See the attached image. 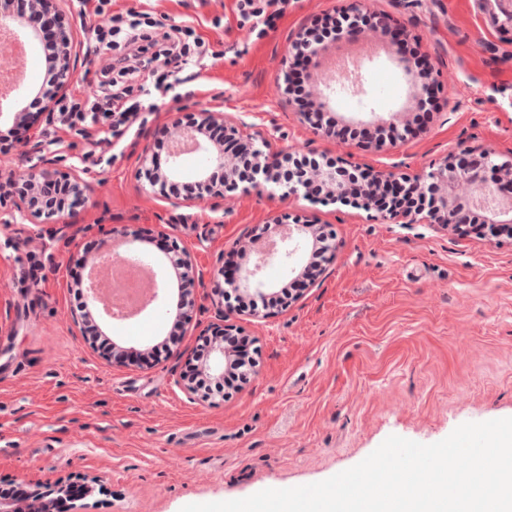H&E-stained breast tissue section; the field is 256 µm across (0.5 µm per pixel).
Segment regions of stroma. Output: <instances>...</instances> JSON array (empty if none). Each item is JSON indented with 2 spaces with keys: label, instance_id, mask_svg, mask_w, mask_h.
<instances>
[{
  "label": "stroma",
  "instance_id": "obj_1",
  "mask_svg": "<svg viewBox=\"0 0 512 512\" xmlns=\"http://www.w3.org/2000/svg\"><path fill=\"white\" fill-rule=\"evenodd\" d=\"M233 0H153L166 26L202 21L219 58L195 94L141 113L97 166L82 169L87 200L71 225H0V482L102 480L91 512H180L188 504L241 499L268 488L328 479L355 466L388 436L431 444L466 422L512 417V236L491 241L414 217L399 224L342 203L313 204L263 183L173 205L136 176L159 130L186 125L197 106L215 107L270 136L274 153L326 154L362 170L426 173L448 154L489 149L512 158V35L494 28L477 0H366L400 23L406 46L430 67L437 91L425 123L395 146H346L323 136L282 96L279 79L293 39L346 0H289L265 35L250 26L211 27ZM366 99H333L336 119L399 110L403 71L369 43ZM0 126V168L67 169L69 157L32 153ZM332 227L336 250L316 281L288 306L243 320L258 365L231 397L188 398L177 386L197 340L215 323L214 288L226 253L272 217ZM160 257L175 240L201 272L190 282L195 318L168 354L144 369L107 362L69 320L70 242L100 256L111 226ZM156 308L144 322L100 319L124 349L168 334Z\"/></svg>",
  "mask_w": 512,
  "mask_h": 512
}]
</instances>
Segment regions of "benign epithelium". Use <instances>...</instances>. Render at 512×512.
Listing matches in <instances>:
<instances>
[{"instance_id": "obj_1", "label": "benign epithelium", "mask_w": 512, "mask_h": 512, "mask_svg": "<svg viewBox=\"0 0 512 512\" xmlns=\"http://www.w3.org/2000/svg\"><path fill=\"white\" fill-rule=\"evenodd\" d=\"M489 22L500 29L512 28V0H478ZM31 10L45 17V28L54 33L60 43V51L54 62L57 81L55 93L64 94L69 82L74 76V63L72 62L73 34L66 23L64 0H29ZM16 27L27 34L33 44H38L39 35L28 23L27 17L13 7V0H0V29ZM404 35V28L386 18L384 27L372 32V39L387 43L389 58L402 66L405 78L409 86L406 102L401 110L390 112L387 116L371 113L370 123L387 128L391 131L392 138L389 144L402 140L407 133L400 130L397 123L402 114L422 109L427 104V97L431 94V85L419 80V76L394 54V46ZM310 56L314 59L315 67L311 74L310 84L314 88L311 97L323 106H330V93L324 87V77L328 72L321 69L320 59L322 48L311 47ZM200 120L191 128L173 127L171 142L188 136L194 142L196 148L205 152L207 162L200 168L197 178L207 176L210 166L216 165L224 168V180L233 179L234 166L228 162L224 150L211 142L209 130L214 127L224 128V138L232 139L240 145L252 159V165L260 172L273 167L274 154L268 151L270 140L258 139V135L250 132V126L224 116V113L212 108L199 110ZM12 121L13 126H23L26 133L25 143L38 153L46 145V130L38 129V123L28 117V112L21 108V102H16L14 107L0 110V121ZM383 141L376 143L382 148L387 144ZM168 165L165 170L155 169L153 159L148 153L143 152L139 157V175L146 178L149 185H164L171 180L181 177L178 156L173 150H168ZM313 176L329 185V200L344 202L352 193V188L339 180L334 170L318 169ZM21 181L27 187V191L9 194L10 208H4V201L0 199V210L10 215L18 212L33 223L49 221L53 224H68L73 215L63 209L43 210L36 208L31 198L36 196L37 190L42 184L50 181H63L72 185L78 192L85 193L87 184L79 172L72 169L67 172L45 168L33 169L22 175ZM412 189L423 193L430 189L433 191L434 202L426 212L429 223L450 227L454 230L464 228L465 220L463 212L468 210L480 214V223L470 226V229L478 232H489L494 236L499 229L512 225V160L497 161L494 153L488 150L474 151L463 149L446 156L432 169L422 175L410 179ZM277 184L286 188V193L298 195L305 200L316 203L318 199L308 195L304 183L301 181L278 180ZM274 224L273 234L265 239L252 240L251 254L239 262V268L235 278L229 286L233 288L244 300L261 299L274 293L276 285L266 281L262 275V267L274 260L283 264L307 244L318 241V228L314 224H300L288 221L283 215L272 219ZM114 238L121 241L125 249L122 257L129 258L140 255L135 245V240L128 238L125 230L114 226L111 228ZM219 297L216 315L221 318V325L215 327L214 334L218 335L210 346L208 356L201 364L199 371L215 380L224 378V366L229 362L230 351L224 347L221 336L235 333L238 336L245 332L237 327L226 324L228 314L258 317V309L244 305L231 309L224 306V289H216ZM100 314L98 301L85 288V300L82 306L70 312L72 325L80 330L84 329L94 315ZM103 492L105 488L96 479L81 478L79 480H59L51 485H31L28 482L20 483L19 494L6 495L0 491V512H57L58 504H68L67 512H87L86 499L94 492Z\"/></svg>"}]
</instances>
